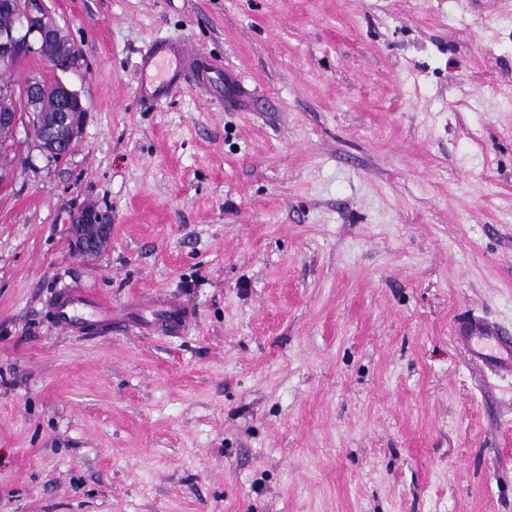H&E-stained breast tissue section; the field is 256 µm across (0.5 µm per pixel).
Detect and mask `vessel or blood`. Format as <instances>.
Masks as SVG:
<instances>
[{
  "mask_svg": "<svg viewBox=\"0 0 512 512\" xmlns=\"http://www.w3.org/2000/svg\"><path fill=\"white\" fill-rule=\"evenodd\" d=\"M193 64L186 44L178 39L156 42L145 52L138 64V93L143 102L155 103L168 98L183 82ZM153 311L149 326L155 330L179 331L186 323V311L162 296L147 299ZM110 317L109 304L99 298L70 293L57 309L59 326L67 332L78 331L84 313ZM456 336L472 360L512 374V337L502 335L493 324L480 319H465L457 323Z\"/></svg>",
  "mask_w": 512,
  "mask_h": 512,
  "instance_id": "b4317fda",
  "label": "vessel or blood"
}]
</instances>
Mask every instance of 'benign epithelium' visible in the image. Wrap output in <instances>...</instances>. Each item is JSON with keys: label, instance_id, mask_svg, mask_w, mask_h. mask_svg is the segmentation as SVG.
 I'll return each mask as SVG.
<instances>
[{"label": "benign epithelium", "instance_id": "7a95c632", "mask_svg": "<svg viewBox=\"0 0 512 512\" xmlns=\"http://www.w3.org/2000/svg\"><path fill=\"white\" fill-rule=\"evenodd\" d=\"M17 18L10 27L0 28V66L14 67L23 57H37L55 69L73 68L71 41L46 24L38 0H19ZM40 83L36 76L27 77L18 88L0 90V126L18 127L21 115L32 124L43 122L38 107ZM55 97L59 110L42 149L59 158L67 153L64 145L74 142L87 118L81 95L62 80H57ZM112 240V224L98 212L85 211L81 220L69 225V244L80 254L96 253Z\"/></svg>", "mask_w": 512, "mask_h": 512}]
</instances>
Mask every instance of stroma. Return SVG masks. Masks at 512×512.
<instances>
[{"mask_svg": "<svg viewBox=\"0 0 512 512\" xmlns=\"http://www.w3.org/2000/svg\"><path fill=\"white\" fill-rule=\"evenodd\" d=\"M41 3L78 64L12 78L88 116L0 188V512H512V377L455 338L512 333V0ZM171 37L228 85L140 103ZM73 288L111 320L61 334ZM44 85L42 93L43 105L50 109L55 97L59 110L49 133L43 138L42 149L48 154L59 158L67 153L63 147L66 142L73 143L86 122L87 109L81 95L62 80H47L41 76ZM112 240V224L98 212L85 211L80 221L69 224V244L80 254L96 253ZM145 303L149 308L154 309L153 320L145 323V326L153 330L175 333L188 320V315L182 307L163 296L150 297Z\"/></svg>", "mask_w": 512, "mask_h": 512, "instance_id": "1", "label": "stroma"}]
</instances>
